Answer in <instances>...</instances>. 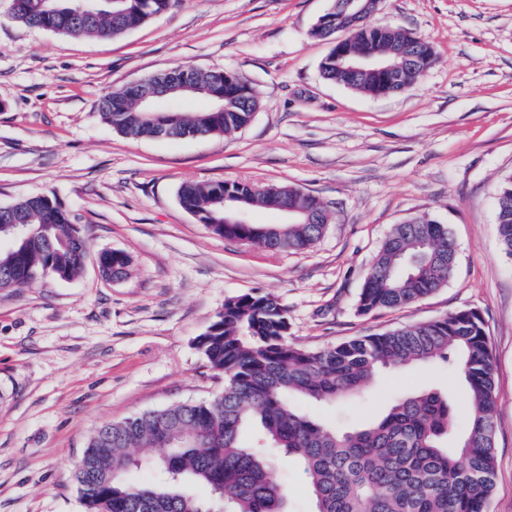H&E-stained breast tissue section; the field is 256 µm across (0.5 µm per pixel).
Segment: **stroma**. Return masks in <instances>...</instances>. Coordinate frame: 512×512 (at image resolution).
Returning <instances> with one entry per match:
<instances>
[{
	"label": "stroma",
	"mask_w": 512,
	"mask_h": 512,
	"mask_svg": "<svg viewBox=\"0 0 512 512\" xmlns=\"http://www.w3.org/2000/svg\"><path fill=\"white\" fill-rule=\"evenodd\" d=\"M0 0V206L46 190L82 218L91 251L74 279L0 290V512H84L75 467L89 438L224 388L197 346L228 298L271 294L290 339L333 346L438 319L482 316L495 363V480L487 512H512V256L497 191L512 173V0H381L378 17L421 36L436 61L399 94L322 78L331 41L311 29L332 0H177L119 37H68L9 19ZM186 63L247 78L261 105L246 128L201 139H131L103 122L113 88ZM296 185L331 222L289 253L210 232L180 206L182 182ZM447 225V287L399 309L359 314L365 275L393 225ZM133 258L105 281L101 251ZM446 370L387 371L361 394L295 404L339 428L398 395L445 388ZM290 512H313L286 456Z\"/></svg>",
	"instance_id": "stroma-1"
}]
</instances>
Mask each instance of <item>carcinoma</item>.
<instances>
[{
	"instance_id": "obj_1",
	"label": "carcinoma",
	"mask_w": 512,
	"mask_h": 512,
	"mask_svg": "<svg viewBox=\"0 0 512 512\" xmlns=\"http://www.w3.org/2000/svg\"><path fill=\"white\" fill-rule=\"evenodd\" d=\"M9 11L15 22L73 37L120 36L169 9L174 0H95L94 15L67 13L69 0H19ZM362 47L386 65L399 66L402 82L368 64L361 72L336 65L331 50L320 65L322 77L367 94L409 89L435 62L431 45L404 29L357 24L344 41L350 53ZM188 74L189 84L174 99L201 95L212 103L203 112L164 113L161 123L125 84L105 94L99 114L116 132L154 139L224 136L246 127L260 107L253 86L238 73L170 68ZM271 187L242 181L184 182L180 205L213 233L270 249L301 251L324 234L330 216L321 200L297 186L288 199L311 213L309 224L224 223L241 195L252 210H275ZM25 224V234L12 232ZM497 228L512 256V175L497 193ZM0 289L33 285L46 276L75 277L90 248L69 211L53 191L22 198L0 211ZM112 276L127 277L133 259L107 254ZM455 250L448 227L420 217L396 224L366 274L358 311L368 314L400 308L447 286L454 274ZM288 308L270 295L227 299L197 345L224 390L209 401L175 403L101 426L89 439L75 479L85 512H211L214 499L227 512H286L288 484L272 475L282 453L306 474L314 512H486L495 475L494 420L497 412L492 348L482 317L459 310L439 319L362 336L336 346L310 350L289 341ZM421 363L448 369V391L426 389L394 398L376 421L349 430L320 422L293 405L296 396L322 402L359 393L387 368ZM467 395L466 425L451 399L455 379ZM252 429L251 444L240 440ZM155 448L158 479L126 481L135 465L134 448ZM211 491L208 500L195 493Z\"/></svg>"
}]
</instances>
